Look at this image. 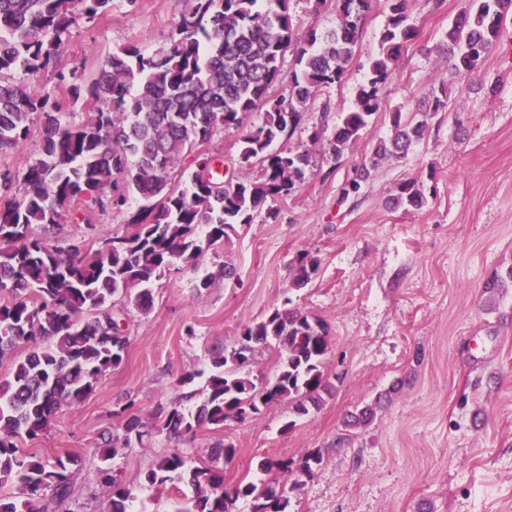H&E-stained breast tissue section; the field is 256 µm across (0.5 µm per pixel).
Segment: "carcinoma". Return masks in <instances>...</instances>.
Returning a JSON list of instances; mask_svg holds the SVG:
<instances>
[{
    "instance_id": "cac0c4a2",
    "label": "carcinoma",
    "mask_w": 512,
    "mask_h": 512,
    "mask_svg": "<svg viewBox=\"0 0 512 512\" xmlns=\"http://www.w3.org/2000/svg\"><path fill=\"white\" fill-rule=\"evenodd\" d=\"M405 2L386 0L379 53L354 89L352 106L333 131L313 127L310 141L334 156L362 138L403 49L418 35ZM372 4L336 0V26L301 35L289 0H185L168 39L152 52L132 43L115 49L88 84L75 69L57 72L70 103L85 106V118L75 123L31 79L55 62L73 28L94 21L112 0H0V153L18 149L36 121L42 126L41 153L25 172L0 169V361L25 348L12 359L8 379L0 380V484L12 487L0 494V512H75L71 505L79 496L96 498V491L76 486L81 456L46 460L20 452L18 440L38 438L57 410L83 402L107 371L122 364L128 305L149 313L154 285L165 274L198 267L206 249L230 241L266 202L291 195L304 181L310 153L272 145L299 124L323 90L342 81ZM511 5L467 0L444 34L456 73L477 68ZM290 48L299 74L288 95L274 99L269 90ZM447 108L443 84L422 117L390 113L392 136L375 145L373 165L404 155ZM258 110L261 124L241 139L242 175L221 179L211 159L199 155L192 173L172 180V170L214 132L238 128ZM392 201L407 211L425 205L413 180L397 183ZM79 203L135 212L120 232L100 235L96 225H86L96 243L89 249L74 244L62 253L36 236L38 228L64 229L69 208ZM318 267V259L300 257L293 287L306 286ZM509 283L512 266L487 281L485 293L491 298ZM329 346L320 319L275 306L244 324L231 348L213 350L196 406L179 398L147 422L129 401V415L95 454L98 484L109 489L101 512H131L136 490L169 484L191 488L182 512H235L240 500L250 502L252 512H289L285 482L243 479L224 490V463L237 452L231 442L212 445L198 459L180 448L160 454L136 486L117 475L112 460L129 448L148 447L157 433L182 441L204 425L222 427L243 411L256 416L274 403H288L294 419L283 430L291 431L297 419L333 396L325 372ZM272 357V375L253 374ZM384 398L380 393L357 405L347 425L373 422ZM256 470L286 477L292 462L264 456Z\"/></svg>"
}]
</instances>
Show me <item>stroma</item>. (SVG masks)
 <instances>
[{
    "mask_svg": "<svg viewBox=\"0 0 512 512\" xmlns=\"http://www.w3.org/2000/svg\"><path fill=\"white\" fill-rule=\"evenodd\" d=\"M465 0H407L418 37L404 48L382 105L359 142L332 156L312 147L313 124L335 128L340 110L367 74L387 22L384 0L364 18L356 54L341 83L317 96L281 147L312 149L305 181L239 227L231 243L206 250L199 270L171 272L157 282L148 314L130 310V343L119 368L102 376L80 405L62 407L24 450L45 459L72 452L91 456L103 432L116 430L127 398L151 418L157 407L200 389L180 385L186 372L207 369L219 345L233 346L241 327L274 305L325 322L330 331L328 375L335 390L290 432L287 404L255 418L202 426L192 455L216 442L234 443L224 466L233 486L253 474L264 455L301 461L320 451L323 462L291 492V512H512V285L487 304L483 285L512 266V16L478 68L452 71L437 46ZM300 31L336 24V0H289ZM182 0H112L91 24L74 28L58 66L94 78L113 49L137 42L152 50L171 32ZM448 109L429 123L423 141L378 164L358 192L344 189L367 164L375 143L391 134L389 114L425 110L440 84ZM412 179L427 199L422 209H392L396 183ZM125 217L76 208L64 232L49 242L65 251L86 223L100 233L120 230ZM318 258L310 283L292 285L293 262ZM233 269L232 279L198 286L203 273ZM394 394L367 429L351 433L344 417L361 400L397 380ZM174 441L156 435L114 466L138 480Z\"/></svg>",
    "mask_w": 512,
    "mask_h": 512,
    "instance_id": "1",
    "label": "stroma"
}]
</instances>
